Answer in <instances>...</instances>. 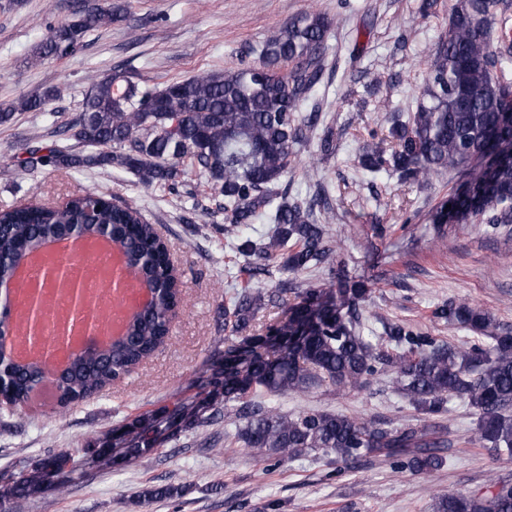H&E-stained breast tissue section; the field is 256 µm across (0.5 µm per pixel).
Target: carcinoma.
<instances>
[{
  "mask_svg": "<svg viewBox=\"0 0 512 512\" xmlns=\"http://www.w3.org/2000/svg\"><path fill=\"white\" fill-rule=\"evenodd\" d=\"M499 0H455L439 34L428 77L407 119L388 118L386 151L379 143L362 147L360 164L373 175L395 174L424 184L443 172L469 174L463 190L442 197L432 223L480 219L496 231L512 224V76L492 49ZM123 8L107 4L50 28L36 52L39 60L72 53L86 33L112 25ZM328 20L306 13L273 32L256 65L222 73H199L153 87L116 70L90 80L79 113L58 128V139L31 146L15 157L33 176L46 169H117L146 188L177 191L192 174L207 187L224 220L234 227L267 221L275 225L269 244L245 239V257L274 259L278 270L297 273L330 263L334 253L315 202L292 197L288 170L315 134L319 113L298 115L322 76ZM61 96L57 87L22 97L0 108V125L21 112H41ZM77 233L110 234L129 253L136 273L155 291L154 306L127 326L125 339L77 358L61 377L57 406L102 392L162 347L174 307L181 301L167 242L136 205L88 190L52 206L0 209V281L14 278L21 263L44 242ZM369 289L338 281L295 291L284 320L263 334H246L266 306L265 294L245 290L224 310V349L215 351L190 403L148 411L112 429L95 449L103 458L119 449L122 463L155 454L186 428L215 417L234 424L224 441L241 442L264 461L279 465L303 454L354 462L369 454L395 458L400 469L428 473L445 462V441L435 432L386 420L364 421L342 412L308 409L294 413L252 398L305 395L319 387L363 389L381 375L392 393L415 412L439 414L453 399L477 415L471 442L512 458V334L492 315L466 302L448 301L434 315L469 333L471 342L445 343L402 324L388 328L396 348L362 336L360 302ZM40 364L15 368L10 387L25 402L40 383ZM76 472L65 453L32 461L0 492L8 512H23L44 493L48 477ZM429 512H512V483L491 478L484 492L448 490L433 496Z\"/></svg>",
  "mask_w": 512,
  "mask_h": 512,
  "instance_id": "obj_1",
  "label": "carcinoma"
}]
</instances>
